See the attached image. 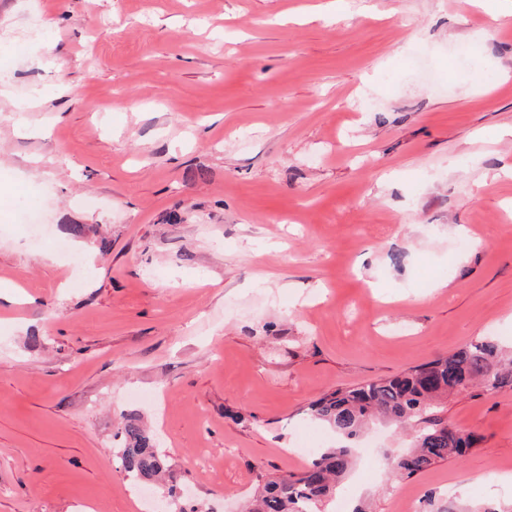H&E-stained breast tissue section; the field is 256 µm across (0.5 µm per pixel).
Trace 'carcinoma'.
<instances>
[{
	"instance_id": "obj_1",
	"label": "carcinoma",
	"mask_w": 512,
	"mask_h": 512,
	"mask_svg": "<svg viewBox=\"0 0 512 512\" xmlns=\"http://www.w3.org/2000/svg\"><path fill=\"white\" fill-rule=\"evenodd\" d=\"M480 386L512 389V348L484 336L451 353L385 378L329 391L309 406L312 418L339 437L335 447L316 452L300 472L270 476L246 501L243 512H324V506L355 463V445L374 420L409 431L410 449L386 455L394 475L404 480L452 457H463L476 439L448 425L442 401ZM116 471L144 485L171 470L154 436L136 417L125 420Z\"/></svg>"
}]
</instances>
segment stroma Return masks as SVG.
<instances>
[{
	"instance_id": "obj_1",
	"label": "stroma",
	"mask_w": 512,
	"mask_h": 512,
	"mask_svg": "<svg viewBox=\"0 0 512 512\" xmlns=\"http://www.w3.org/2000/svg\"><path fill=\"white\" fill-rule=\"evenodd\" d=\"M353 2L0 0L37 25L0 51V512H144L111 465L129 415L158 495L241 512L336 443L321 394L512 344V18ZM445 406L471 453L398 482L375 426L347 512H512V390Z\"/></svg>"
}]
</instances>
